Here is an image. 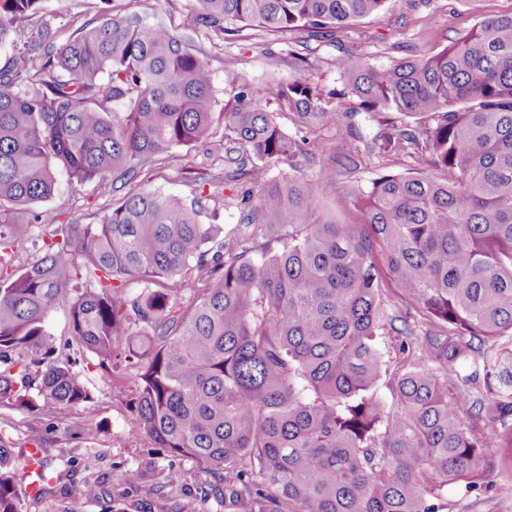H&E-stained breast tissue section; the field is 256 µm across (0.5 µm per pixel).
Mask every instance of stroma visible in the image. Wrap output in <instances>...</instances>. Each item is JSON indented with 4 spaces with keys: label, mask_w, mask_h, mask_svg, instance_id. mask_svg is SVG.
I'll return each instance as SVG.
<instances>
[{
    "label": "stroma",
    "mask_w": 512,
    "mask_h": 512,
    "mask_svg": "<svg viewBox=\"0 0 512 512\" xmlns=\"http://www.w3.org/2000/svg\"><path fill=\"white\" fill-rule=\"evenodd\" d=\"M195 0H119L121 9L146 19H158L180 28L194 11ZM512 13V0H431L427 8L412 10L408 0H395L384 14L339 32V39L376 66H388L413 51H436L464 36L482 20ZM195 44L213 73L215 109H224L225 57H235L239 73L253 84L287 82L293 73L292 34L270 35L262 29L249 30L246 38L220 41L201 32ZM310 57L316 64L314 80L322 91L342 89L344 80L336 67V49L326 41L309 40ZM331 107L351 111L353 135H344L339 122L304 127L286 103L269 100L281 128L295 138H305L312 156L306 168L315 178L322 162L336 157L342 169L335 183L322 188L320 218L353 224L346 190L362 188L382 175L422 170L420 158L412 154H378L366 143L381 128L378 115L357 111L354 99L331 98ZM208 167L222 172L221 158L206 155L203 148L175 149L161 165L144 175L146 186L190 197L194 188L192 171ZM112 205V195L90 182L73 187L67 176H59L52 199L40 203L38 212L45 224L68 220L77 224L98 222ZM94 394L93 403L57 406L38 411L0 406V436L8 437L13 465H21L28 435L39 436L41 455L50 478L46 490L36 497L21 496L23 512H66L70 498L87 484L99 486V495L89 501L85 512H228L220 497L198 488V467L188 458L170 456L143 436L132 434L130 419L134 406L133 385L121 361L91 369L85 376ZM138 470L139 482L126 481V470ZM453 512H512V488L495 489L479 497L462 496L458 486L448 488Z\"/></svg>",
    "instance_id": "stroma-1"
}]
</instances>
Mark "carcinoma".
Instances as JSON below:
<instances>
[{
	"instance_id": "1",
	"label": "carcinoma",
	"mask_w": 512,
	"mask_h": 512,
	"mask_svg": "<svg viewBox=\"0 0 512 512\" xmlns=\"http://www.w3.org/2000/svg\"><path fill=\"white\" fill-rule=\"evenodd\" d=\"M99 2L64 38L51 19L28 30L44 0H0V213L20 216L0 222V363L17 368L0 372V405L36 408L34 371L44 406L91 403L62 349L120 355L133 431L194 460L202 491L224 480L236 512H445L448 485L487 488L490 446L512 485V14L388 67L336 44L339 96L418 119L373 147L419 153L427 171L351 187L361 222L335 224L316 213L336 162L307 178L305 141L264 107L274 96L310 126L350 116L322 111L306 58L267 87L225 58L216 112L185 32ZM392 2L196 0L190 27L332 40ZM197 146L224 153V173L194 172L192 198L138 181ZM61 173L108 188L112 210L53 225L15 269ZM230 186L239 222L201 223ZM60 304L61 349L45 329ZM7 460L1 447L0 512H22Z\"/></svg>"
}]
</instances>
